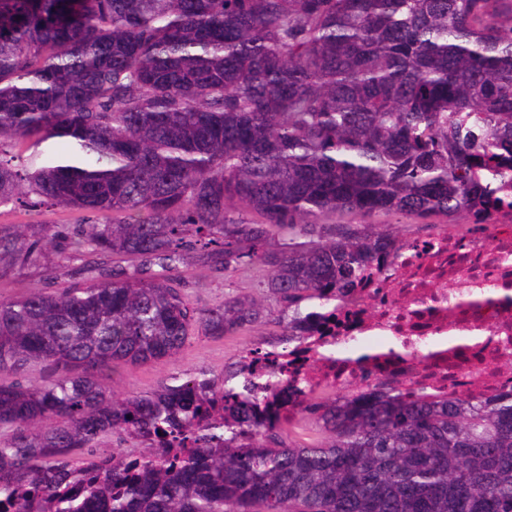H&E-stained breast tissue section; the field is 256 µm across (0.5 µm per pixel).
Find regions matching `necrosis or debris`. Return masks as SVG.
<instances>
[{"mask_svg": "<svg viewBox=\"0 0 512 512\" xmlns=\"http://www.w3.org/2000/svg\"><path fill=\"white\" fill-rule=\"evenodd\" d=\"M396 255L375 263L336 315L305 326L302 343L245 351L246 369L284 378L278 390L253 404L256 416L282 422L308 388L341 399L379 379L440 395L512 394V372L502 368V343L512 339V209L500 208L492 223L454 234L403 240ZM442 335L461 343L418 356L419 348ZM374 342L396 344L397 350L359 362L322 357L330 349Z\"/></svg>", "mask_w": 512, "mask_h": 512, "instance_id": "4bbe7bcc", "label": "necrosis or debris"}]
</instances>
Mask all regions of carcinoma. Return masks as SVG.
Here are the masks:
<instances>
[{
  "mask_svg": "<svg viewBox=\"0 0 512 512\" xmlns=\"http://www.w3.org/2000/svg\"><path fill=\"white\" fill-rule=\"evenodd\" d=\"M511 173L512 0H0V205L93 214L0 224V262L96 257L88 284L0 300V506L512 512V395L383 380L281 427L226 412L280 385L239 362L121 398L100 377L270 319L194 306L181 265L258 264L295 343L403 240L374 216L476 224ZM36 363L55 377L23 381ZM116 434L144 451L94 452ZM85 213L76 209L56 208L40 214L27 212L11 204L0 207V224H22L27 238L40 233L44 224H60V227H72L82 222Z\"/></svg>",
  "mask_w": 512,
  "mask_h": 512,
  "instance_id": "carcinoma-1",
  "label": "carcinoma"
}]
</instances>
